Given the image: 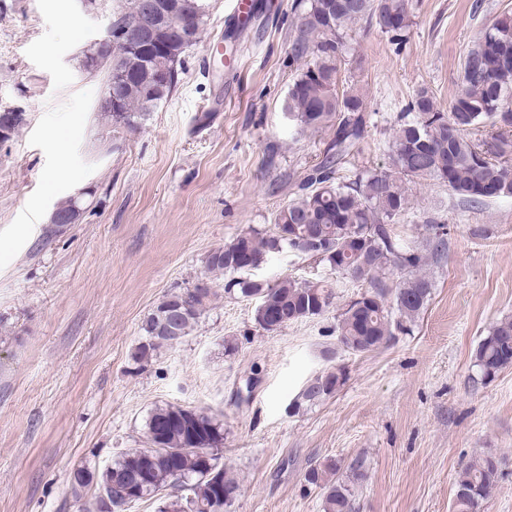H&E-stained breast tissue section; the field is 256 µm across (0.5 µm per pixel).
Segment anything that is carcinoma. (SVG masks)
Listing matches in <instances>:
<instances>
[{"mask_svg": "<svg viewBox=\"0 0 512 512\" xmlns=\"http://www.w3.org/2000/svg\"><path fill=\"white\" fill-rule=\"evenodd\" d=\"M181 26L163 44L137 50L115 40L112 46L89 47L83 56L112 53L122 72L113 87L117 106L112 124L133 130L175 90L182 58L191 37L201 34L208 17L207 0H180ZM299 10L294 41L296 56L314 60L302 68L288 90L283 112L301 130L319 129L336 119V138L319 166L299 187L300 194L282 208L274 227L288 226V238L242 232L211 251L206 267L229 275L224 292L256 300L255 320H264L263 304L281 310L284 322L274 331L323 313L332 292L318 283L284 278L273 284L251 277L268 255L297 251L299 242H325L316 258L330 270L370 288L357 294L340 314L337 344L351 353L388 345L395 332L408 334L427 305L433 282L416 271L427 256L402 249L392 235L410 210L406 184L432 180L448 194L478 205L512 196V15L487 28L466 54L457 93L440 108L432 91H415L400 116L387 167L364 169L349 181L337 176V165L364 137L363 94L339 88L337 62L350 50V32L363 21L394 41L407 37L411 26L409 0H296ZM120 27L148 25L138 0H125L113 13ZM488 129V138L471 133ZM406 272L394 281L393 270ZM178 298L185 312L176 321L178 338L189 335L209 301L210 289L197 286L172 292L141 324L134 363L144 365L157 351L173 344L163 320L170 300ZM474 366L492 379L512 365V319H504L481 338L473 351ZM345 382L343 370L318 374L295 400L307 410ZM148 447L131 448L103 467L81 466L72 477L77 498L91 496L96 512H129L154 499L157 512H227L241 492L240 481L221 462L224 434L218 420L182 406L155 407L145 421ZM367 477L360 458L345 463L326 458L310 466L303 480L321 491L323 512H357L356 493ZM498 479V461L486 456L467 466L455 483L453 512H480L481 502Z\"/></svg>", "mask_w": 512, "mask_h": 512, "instance_id": "cac0c4a2", "label": "carcinoma"}]
</instances>
